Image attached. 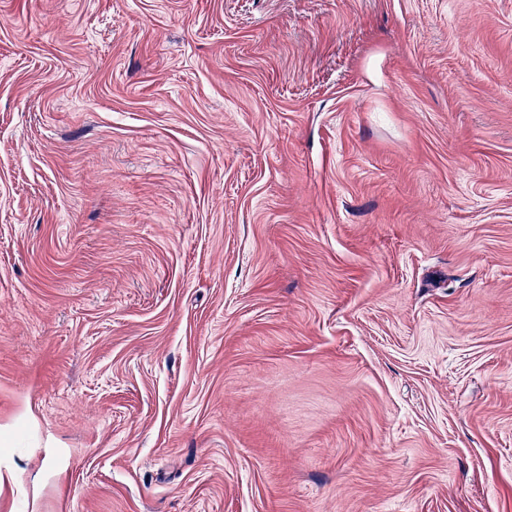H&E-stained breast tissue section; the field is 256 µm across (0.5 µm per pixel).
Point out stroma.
Instances as JSON below:
<instances>
[{
	"mask_svg": "<svg viewBox=\"0 0 512 512\" xmlns=\"http://www.w3.org/2000/svg\"><path fill=\"white\" fill-rule=\"evenodd\" d=\"M0 512H512V0H0Z\"/></svg>",
	"mask_w": 512,
	"mask_h": 512,
	"instance_id": "obj_1",
	"label": "stroma"
}]
</instances>
